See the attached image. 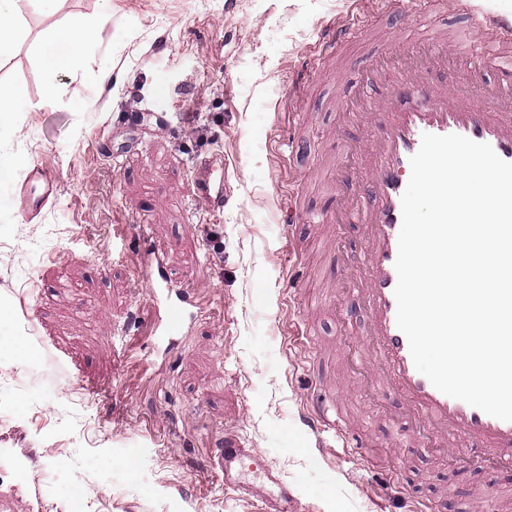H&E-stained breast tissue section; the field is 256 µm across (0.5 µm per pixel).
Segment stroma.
<instances>
[{"label":"stroma","instance_id":"35a3bbf8","mask_svg":"<svg viewBox=\"0 0 512 512\" xmlns=\"http://www.w3.org/2000/svg\"><path fill=\"white\" fill-rule=\"evenodd\" d=\"M110 31L81 69L54 77L34 46L67 14H99L101 0H62L51 16L29 0L21 34L0 54V85L26 87L37 111L0 138L17 178L53 169L56 195L26 214L18 187L0 202V512H63L78 488L96 487L78 512H259L268 472L292 488L296 512H416L448 497L447 512H491L487 491L505 475L463 472L423 448L403 449L396 467L409 495L391 494L384 472L340 444H315L305 399L323 380L353 423L371 428L386 453L397 404L370 398L330 346L339 326L317 323L313 361L290 335L300 300L288 284L303 274L329 289L345 276L336 252L316 246L299 267L283 241L290 192L308 208L333 206L332 130L351 101L335 74L317 72L326 23L356 24L339 48L356 80L373 37L393 36L401 17L384 0H112ZM58 96L41 101L47 81ZM308 124L289 169L279 167L288 115ZM203 157L227 168L230 194L213 218L193 201ZM144 225L139 254L158 251L147 274H169L208 293L171 356L150 350L143 365L124 351L142 339L136 318L149 292L121 256L114 228ZM34 279L25 293L23 282ZM39 344H31L28 329ZM236 431L253 461L242 490L225 488L206 450Z\"/></svg>","mask_w":512,"mask_h":512}]
</instances>
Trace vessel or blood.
<instances>
[{"instance_id": "b4317fda", "label": "vessel or blood", "mask_w": 512, "mask_h": 512, "mask_svg": "<svg viewBox=\"0 0 512 512\" xmlns=\"http://www.w3.org/2000/svg\"><path fill=\"white\" fill-rule=\"evenodd\" d=\"M467 15L474 30L496 33L498 51L483 42L453 51L445 30L423 38L411 25L402 26L403 45L421 47L423 53L409 56L395 69L387 68L379 55L362 72L356 84L362 111L343 113L336 123L337 140L352 133L357 144L350 149V161L336 165L335 207L321 211L293 207L289 220L333 233L345 228L355 237L356 247L346 263L348 287L341 291L334 312L344 329L351 325L355 311L368 318L365 333L346 352L345 363L376 391L393 395L407 413L408 422L397 429L399 445L444 450L462 467L478 459H503L512 466V421L490 416L436 389L417 371L408 340L396 322L401 197L411 174L410 158L422 135L459 134L489 144L502 160L512 162V87L496 89L488 101L479 92L485 57H492L497 74H512V22L472 8ZM54 185L47 167H34L21 185L26 209L41 211ZM224 190L223 167L210 158L199 159L194 177L198 205L212 216L223 215ZM147 286L151 300L141 312L156 343L174 352V337L183 329L186 315L201 314L206 297L177 288L170 279L151 278ZM313 306V300H303L293 330L296 344L309 349L318 345L309 324ZM307 423L315 433L334 432L349 452L368 456L371 437L343 428L337 410L326 401L311 403ZM250 457L240 436L228 431L210 451L207 463L211 473L233 488ZM274 486V493L261 497L263 512H294L295 497L287 483L278 479Z\"/></svg>"}]
</instances>
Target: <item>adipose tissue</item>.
I'll return each mask as SVG.
<instances>
[{
    "label": "adipose tissue",
    "instance_id": "1",
    "mask_svg": "<svg viewBox=\"0 0 512 512\" xmlns=\"http://www.w3.org/2000/svg\"><path fill=\"white\" fill-rule=\"evenodd\" d=\"M104 16L89 19L82 14L68 16L64 23L40 45L39 60L44 69L53 73L80 69L88 45L106 32Z\"/></svg>",
    "mask_w": 512,
    "mask_h": 512
}]
</instances>
